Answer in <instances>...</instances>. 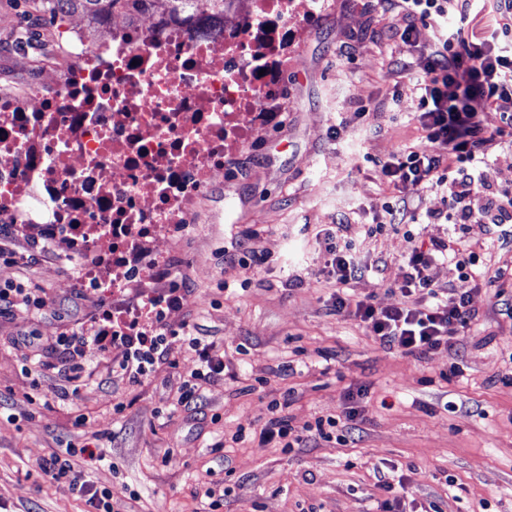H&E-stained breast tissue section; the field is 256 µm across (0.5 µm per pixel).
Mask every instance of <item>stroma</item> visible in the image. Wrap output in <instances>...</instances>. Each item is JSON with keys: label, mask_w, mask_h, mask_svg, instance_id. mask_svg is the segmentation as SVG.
Returning <instances> with one entry per match:
<instances>
[{"label": "stroma", "mask_w": 512, "mask_h": 512, "mask_svg": "<svg viewBox=\"0 0 512 512\" xmlns=\"http://www.w3.org/2000/svg\"><path fill=\"white\" fill-rule=\"evenodd\" d=\"M323 2L321 18L296 33L288 55L285 114L255 133L242 163L225 167L172 265V281L190 288L191 298L170 313L169 327L195 322L224 347L225 377L203 387L201 407L177 404L179 376L196 360L182 342L174 349L177 368H160L139 387L113 377L98 358L75 400L55 372L34 373L32 358L47 355L56 334L84 321L94 303L78 298L62 246L36 230L24 239L45 247L47 261L25 270L0 265V284L23 283L49 301L41 317L0 316V501L7 512H84V501L44 483L37 469L70 443L94 451L82 462L89 480H111L109 462L120 464L140 492L129 512H199L198 486L224 479L229 468L239 487L224 512H376L384 494L373 473L386 465L404 471L418 501L443 512H512V385L500 380L512 369V320L490 294H471L477 318L460 345L422 359L384 350L327 306L332 282L316 236L343 219L356 235L390 199L371 161L420 143L411 88L420 73L415 61L434 35L421 29L411 47L387 35L404 25L398 12L380 14L364 0ZM2 17L0 91L19 93L36 68L38 44L17 40L41 33L43 20L24 0H0ZM405 195L417 223L364 240L367 261L385 260L384 276L351 285L382 306L398 304L386 285L399 280L415 240L448 236L444 221H424L441 209L439 192L418 185ZM248 228L257 232L252 247L268 258L257 273L237 262ZM330 354L338 371L327 368ZM286 364L292 372H283ZM359 385L369 388L359 404L361 447L333 440L292 450L259 446L269 407L286 388L296 392L286 414L300 427L340 415L347 388ZM31 395L38 405H29ZM80 412L87 428L74 424ZM448 475L455 487L446 486Z\"/></svg>", "instance_id": "1"}]
</instances>
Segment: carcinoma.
<instances>
[{
	"label": "carcinoma",
	"instance_id": "1",
	"mask_svg": "<svg viewBox=\"0 0 512 512\" xmlns=\"http://www.w3.org/2000/svg\"><path fill=\"white\" fill-rule=\"evenodd\" d=\"M34 9L49 14L54 25L65 17H81L88 28L100 25V18L119 12L133 21L138 16L153 14H178L187 16L198 6H203L214 15L224 14L229 0H31Z\"/></svg>",
	"mask_w": 512,
	"mask_h": 512
}]
</instances>
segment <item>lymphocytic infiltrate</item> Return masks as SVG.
I'll return each mask as SVG.
<instances>
[{
  "mask_svg": "<svg viewBox=\"0 0 512 512\" xmlns=\"http://www.w3.org/2000/svg\"><path fill=\"white\" fill-rule=\"evenodd\" d=\"M374 2L381 12H402L405 25L395 34L404 43L414 44L420 27L427 25L435 28L436 39L413 87L424 140L420 146L376 161L379 178L396 191L397 197L382 204L380 219L365 225L364 235L371 238L402 224L407 211L403 192L410 185L441 193L443 207L433 217L448 223L450 233L447 239H432L414 247L404 257L400 280L389 286L401 300L398 305L385 307L379 306L374 296L359 297L347 291L350 283L365 275L383 277L385 261L363 262L358 240L336 231L325 230L317 241L335 280L330 309L356 321L382 348L423 358L442 347L454 348L456 334L470 330L475 320L469 303L473 290L491 289L497 306L512 318V295L505 289L512 269L502 266L491 276L481 270L485 249L512 244V186L492 185L484 172L489 149L512 140V115L491 130L483 121L485 107L512 95V28L505 26L475 38L465 36L463 24L469 18L471 0ZM473 224L484 225L485 238L467 239ZM439 261L448 262L455 273L454 284L446 288L436 285L427 274ZM189 297L187 289L169 286L109 305L98 303L86 322L62 329L51 342L58 362L41 359L37 367L58 371L77 389L87 362L108 357L113 374L128 385L140 386L159 366L176 367L173 346L183 341L194 350L197 366L180 385L179 403L195 408L202 400V384L223 378L224 350L196 336L192 324H183L178 331L167 327L168 313L187 307ZM367 395V386H359L347 392L349 405L341 416L319 418L300 428L286 416L270 418L260 431L259 443L306 448L318 440L357 442L362 419L352 402ZM89 451L88 445L70 444L41 459L37 467L46 483L68 485L86 497L94 512H120L124 498H138V491L124 482L98 486L85 480L83 473L75 470L73 460Z\"/></svg>",
  "mask_w": 512,
  "mask_h": 512,
  "instance_id": "lymphocytic-infiltrate-1",
  "label": "lymphocytic infiltrate"
}]
</instances>
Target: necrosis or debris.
Returning <instances> with one entry per match:
<instances>
[{"instance_id":"obj_1","label":"necrosis or debris","mask_w":512,"mask_h":512,"mask_svg":"<svg viewBox=\"0 0 512 512\" xmlns=\"http://www.w3.org/2000/svg\"><path fill=\"white\" fill-rule=\"evenodd\" d=\"M318 0H232L135 23L104 17L89 37L61 24L62 65L0 94V223L64 241L75 280L126 289L164 267L200 198L283 110L289 25Z\"/></svg>"}]
</instances>
